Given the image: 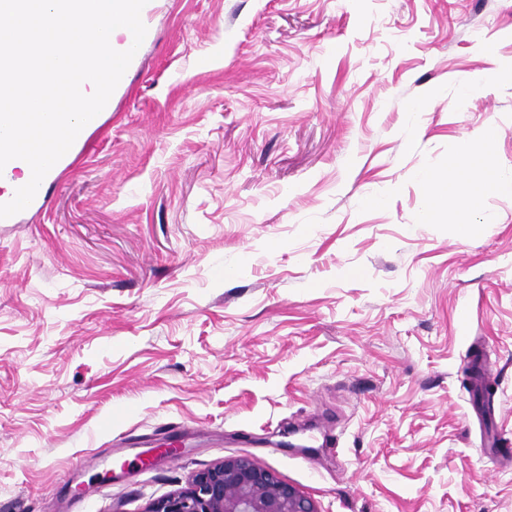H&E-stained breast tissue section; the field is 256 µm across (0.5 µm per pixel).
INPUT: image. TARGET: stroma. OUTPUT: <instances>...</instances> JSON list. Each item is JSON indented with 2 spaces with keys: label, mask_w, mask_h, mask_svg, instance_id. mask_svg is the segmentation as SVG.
Returning <instances> with one entry per match:
<instances>
[{
  "label": "stroma",
  "mask_w": 512,
  "mask_h": 512,
  "mask_svg": "<svg viewBox=\"0 0 512 512\" xmlns=\"http://www.w3.org/2000/svg\"><path fill=\"white\" fill-rule=\"evenodd\" d=\"M143 19L98 126L0 218V512H144L235 455L320 512H512L484 449L512 439V193L464 237L417 220L490 119L512 169V0Z\"/></svg>",
  "instance_id": "stroma-1"
}]
</instances>
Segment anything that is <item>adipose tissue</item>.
<instances>
[{
	"label": "adipose tissue",
	"instance_id": "1",
	"mask_svg": "<svg viewBox=\"0 0 512 512\" xmlns=\"http://www.w3.org/2000/svg\"><path fill=\"white\" fill-rule=\"evenodd\" d=\"M502 134V127L492 120L479 132L482 153H474L470 142L459 143L454 161L460 177L454 184H447L438 175L427 176L428 194L418 213L420 222H431L434 213L440 209L463 217L477 211L486 194L512 193V171L497 168L493 161L494 149ZM475 166L483 170V177L477 182L468 178L470 168Z\"/></svg>",
	"mask_w": 512,
	"mask_h": 512
}]
</instances>
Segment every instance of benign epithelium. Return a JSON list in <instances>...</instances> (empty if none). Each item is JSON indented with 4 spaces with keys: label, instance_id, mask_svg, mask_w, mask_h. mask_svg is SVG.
<instances>
[{
    "label": "benign epithelium",
    "instance_id": "benign-epithelium-1",
    "mask_svg": "<svg viewBox=\"0 0 512 512\" xmlns=\"http://www.w3.org/2000/svg\"><path fill=\"white\" fill-rule=\"evenodd\" d=\"M146 512H319L315 502L246 455L195 472L184 488L153 501Z\"/></svg>",
    "mask_w": 512,
    "mask_h": 512
}]
</instances>
